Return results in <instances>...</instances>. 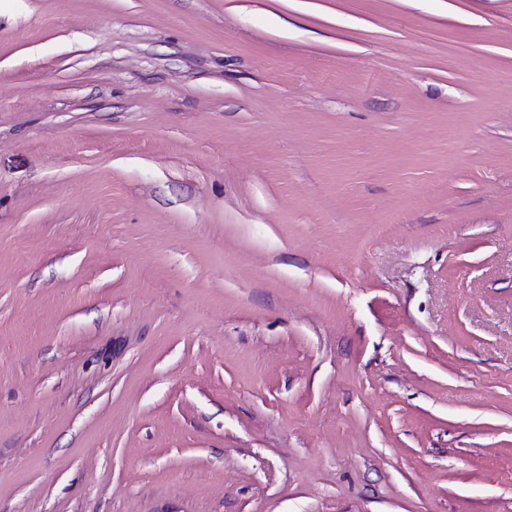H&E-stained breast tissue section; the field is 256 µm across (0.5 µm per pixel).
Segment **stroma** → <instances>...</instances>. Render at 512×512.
I'll use <instances>...</instances> for the list:
<instances>
[{
  "instance_id": "1",
  "label": "stroma",
  "mask_w": 512,
  "mask_h": 512,
  "mask_svg": "<svg viewBox=\"0 0 512 512\" xmlns=\"http://www.w3.org/2000/svg\"><path fill=\"white\" fill-rule=\"evenodd\" d=\"M0 512H512V0H0Z\"/></svg>"
}]
</instances>
